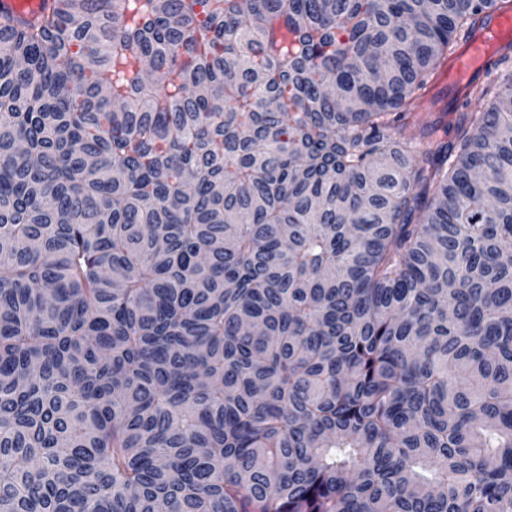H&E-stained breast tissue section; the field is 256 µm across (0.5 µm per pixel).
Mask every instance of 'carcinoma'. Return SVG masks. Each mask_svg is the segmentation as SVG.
<instances>
[{
    "instance_id": "1",
    "label": "carcinoma",
    "mask_w": 512,
    "mask_h": 512,
    "mask_svg": "<svg viewBox=\"0 0 512 512\" xmlns=\"http://www.w3.org/2000/svg\"><path fill=\"white\" fill-rule=\"evenodd\" d=\"M493 0L0 17V512H512ZM503 38H499L489 52H482L479 56V60L476 65L472 64L471 58L467 54L468 51L465 52L464 54L462 52L464 48H468L471 46L469 48L470 50L473 47V45L477 42L468 40L466 43L462 44L460 48L448 59V67L455 66L454 71L456 74V78H465V81H468V83L471 82L476 73L480 72L479 76L477 77V80H479L481 74L485 72L489 66H492L499 58L500 54L497 53V50L500 47V45H503L505 43L502 42Z\"/></svg>"
}]
</instances>
